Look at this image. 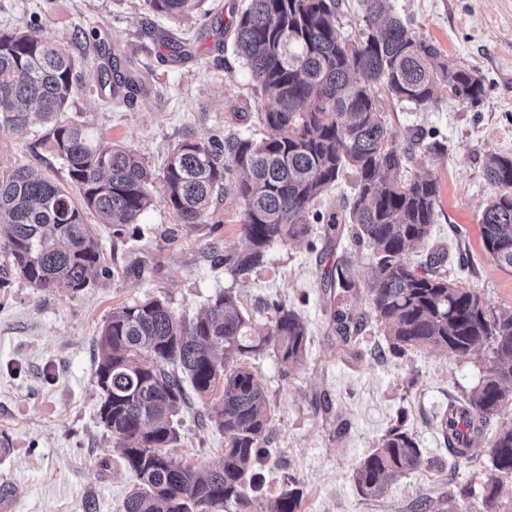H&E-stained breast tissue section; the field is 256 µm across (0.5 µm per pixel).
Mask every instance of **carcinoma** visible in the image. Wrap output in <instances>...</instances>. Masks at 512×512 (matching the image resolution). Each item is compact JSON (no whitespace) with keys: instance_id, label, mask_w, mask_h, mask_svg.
Returning a JSON list of instances; mask_svg holds the SVG:
<instances>
[{"instance_id":"carcinoma-1","label":"carcinoma","mask_w":512,"mask_h":512,"mask_svg":"<svg viewBox=\"0 0 512 512\" xmlns=\"http://www.w3.org/2000/svg\"><path fill=\"white\" fill-rule=\"evenodd\" d=\"M166 17L187 14L201 0H145ZM392 0H362L363 28L354 39L336 31L341 0H249L235 20L234 45L249 68L254 93L269 96L261 139L183 135L167 154L160 176L165 204L183 224L206 223L215 196L233 187L241 201L245 246L208 247L215 264L244 277L264 263L277 243L307 239L324 224L328 242L348 234L371 249L368 310L328 301L330 321L344 344L367 320L384 326L396 354L431 350L488 353L478 384L448 406L439 424L453 430L473 455L474 440L459 425L483 427L512 409V313H494L477 288L425 269L407 251L429 236L439 189L431 177L405 175L410 149L393 140L377 92L422 109L447 86L475 105L486 92L482 77L448 64L439 49L417 38L393 12ZM100 96L119 98L135 78L121 71L117 54L101 52ZM81 58L69 47L35 37L31 26L0 30V130L24 133L37 126L42 140L68 169L69 186L26 167H0V288L13 274L31 287L76 294L90 277L110 273L85 217L110 224L121 236L152 204V173L143 157L94 135L66 116ZM355 192L345 214H323L315 204L346 173ZM493 188L481 217L485 250L512 268V156L492 154L483 168ZM326 291L356 288L348 259L324 273ZM99 417L119 449L133 486L125 512H300L303 492L289 481L277 496L263 495L260 467L271 415L265 390L246 359L265 351L284 372L305 360L308 330L302 316L279 306L259 321L242 311L233 289L214 295L187 317L153 297L112 309L92 338ZM212 405L209 422L224 434L219 462L199 472L178 461L179 416L191 396ZM489 474L479 494L457 512H497L501 477L512 476V424L490 437ZM415 435L388 429L359 461L353 479L361 494L382 497L396 480L425 469Z\"/></svg>"}]
</instances>
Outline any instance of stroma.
<instances>
[{
    "mask_svg": "<svg viewBox=\"0 0 512 512\" xmlns=\"http://www.w3.org/2000/svg\"><path fill=\"white\" fill-rule=\"evenodd\" d=\"M417 35L436 45L451 64L474 71L485 83L478 106L461 102L449 88L418 110L382 98L386 122L399 146L416 129L447 145L436 155L416 147L408 177L438 181L437 218L425 243L408 251L412 264H426L445 250L441 270L480 288L489 309L512 313V270L498 267L483 247L480 219L492 188L483 176L488 154L512 155V0H392ZM245 0H205L202 10L156 17L144 0H0V29L31 20L36 37L70 46L81 57L79 87L70 116L94 134L132 148L160 176L172 143L184 133L205 140L215 134L262 137L261 114L269 99L256 98L248 68L234 53L226 27ZM111 34L136 62L137 90L125 103L100 99L98 56L74 39L77 29ZM175 37L188 52L176 59L158 38ZM34 168L67 183L62 160L38 130L0 131V166ZM153 205L137 231L116 237L112 225L94 230L109 277L91 280L73 296L32 288L15 278L0 288V495H11L13 512H125L132 476L118 458L99 418L93 383L92 338L112 308L152 297L168 299L189 315L210 295L233 288L258 319L275 305L298 311L310 342L300 370L285 374L275 355L252 364L271 407L264 470L265 494L275 496L287 480L303 492L302 512H419L431 498L435 512H453L462 491L488 474V449L452 464L439 423L452 403L476 385L484 355L412 351L393 356L375 323L350 345H337L324 307L321 274L347 256L352 278L366 286L370 251L320 235L311 242L274 244L265 263L232 278L207 254L212 241L243 245L234 190L215 199L206 224L180 223L153 185ZM406 412L430 468L394 483L382 498L362 495L352 478L358 462ZM174 454L203 470L224 451V436L208 422L200 401L184 410Z\"/></svg>",
    "mask_w": 512,
    "mask_h": 512,
    "instance_id": "1",
    "label": "stroma"
}]
</instances>
